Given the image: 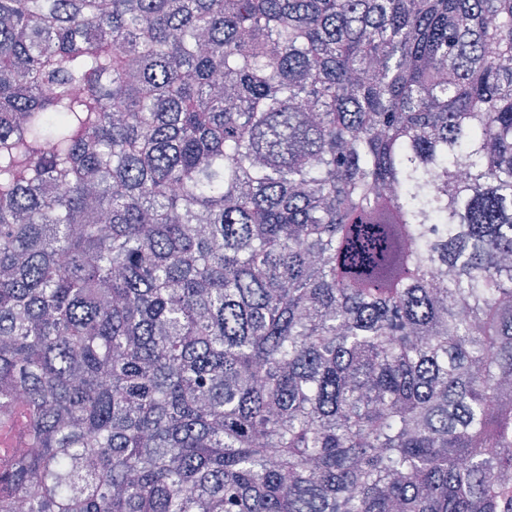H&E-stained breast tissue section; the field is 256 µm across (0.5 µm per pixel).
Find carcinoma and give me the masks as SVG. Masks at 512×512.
Listing matches in <instances>:
<instances>
[{"label":"carcinoma","instance_id":"cac0c4a2","mask_svg":"<svg viewBox=\"0 0 512 512\" xmlns=\"http://www.w3.org/2000/svg\"><path fill=\"white\" fill-rule=\"evenodd\" d=\"M17 426L0 512H512V0H0Z\"/></svg>","mask_w":512,"mask_h":512}]
</instances>
